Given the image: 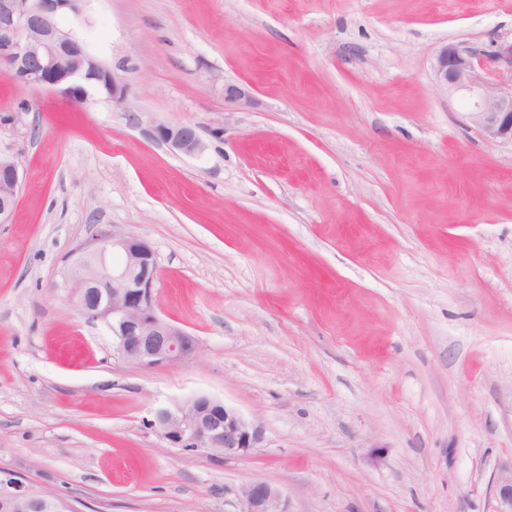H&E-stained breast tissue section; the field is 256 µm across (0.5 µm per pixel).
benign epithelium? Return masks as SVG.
<instances>
[{
  "instance_id": "benign-epithelium-1",
  "label": "benign epithelium",
  "mask_w": 512,
  "mask_h": 512,
  "mask_svg": "<svg viewBox=\"0 0 512 512\" xmlns=\"http://www.w3.org/2000/svg\"><path fill=\"white\" fill-rule=\"evenodd\" d=\"M84 0H0V73L13 82L51 90L77 106L93 102L86 82L101 84L100 96L126 106L127 83L64 27L69 13H82ZM436 84L461 97L471 122L492 142L512 143V45L484 55L461 43L446 44L436 54ZM250 92L224 87V102L242 109ZM153 136L171 149L197 154L204 145L194 127L158 124ZM23 170L11 145L0 147V223L12 221ZM159 265L152 246L117 226L74 254L67 271V302L84 318L112 333V350L142 367L177 363L196 350L195 339L164 320L155 304ZM154 432L172 448L203 451L219 459L245 458L258 447L262 431L235 408L196 395L174 408L156 410ZM0 512H77L69 501L57 502L17 472L0 467ZM240 512H289L288 500L272 484L251 480L238 493ZM495 512H512V469L497 477Z\"/></svg>"
}]
</instances>
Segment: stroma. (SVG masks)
I'll return each mask as SVG.
<instances>
[{"mask_svg": "<svg viewBox=\"0 0 512 512\" xmlns=\"http://www.w3.org/2000/svg\"><path fill=\"white\" fill-rule=\"evenodd\" d=\"M63 23L129 106L0 75V116L26 124L0 127L24 170L0 224V467L78 512H239L255 478L290 512H495L512 144L432 65L446 43L511 42L512 0H87ZM114 226L154 248L188 359L127 363L67 303V256ZM197 394L259 424L260 447H168L152 410ZM153 136L171 149L182 153L197 154L204 150L195 128L190 125L170 127L157 124L153 129Z\"/></svg>", "mask_w": 512, "mask_h": 512, "instance_id": "35a3bbf8", "label": "stroma"}]
</instances>
